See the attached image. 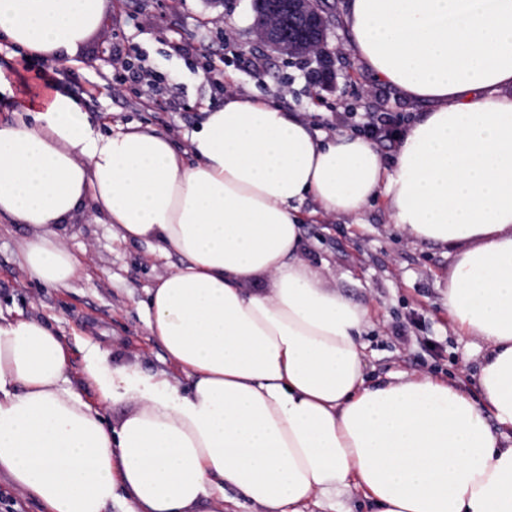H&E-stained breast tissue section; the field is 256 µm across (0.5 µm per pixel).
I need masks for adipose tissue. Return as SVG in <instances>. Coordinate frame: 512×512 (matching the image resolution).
Listing matches in <instances>:
<instances>
[{"label":"adipose tissue","instance_id":"1","mask_svg":"<svg viewBox=\"0 0 512 512\" xmlns=\"http://www.w3.org/2000/svg\"><path fill=\"white\" fill-rule=\"evenodd\" d=\"M107 0H0V37L74 63ZM349 48L396 98L424 105L392 165L360 136L326 139L273 98L205 105L187 150L130 126L97 132L46 84L0 126V219L25 225L22 268L68 286L60 234L92 203L115 238L173 260L144 318L165 362L144 373L94 344L69 379L63 336L0 317V470L47 512H512V0H345ZM393 224L453 249L440 303L486 346L470 384L366 381L368 307L302 262V206ZM267 277L270 287H257ZM128 410L110 424L101 407Z\"/></svg>","mask_w":512,"mask_h":512}]
</instances>
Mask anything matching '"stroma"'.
I'll list each match as a JSON object with an SVG mask.
<instances>
[{
    "mask_svg": "<svg viewBox=\"0 0 512 512\" xmlns=\"http://www.w3.org/2000/svg\"><path fill=\"white\" fill-rule=\"evenodd\" d=\"M251 0H108L102 27L82 46L77 61L59 65L29 60L0 40V70L16 96L44 81L70 87L102 134L126 124L168 133L178 150L205 103L220 104L225 89L258 97L278 96L290 111L312 113L335 136L353 131L342 112H388L402 122L418 117V106L393 97L371 82L347 46L340 10L329 15L327 41L334 87L314 84L298 60L257 43L251 32ZM191 44V55L172 52L173 42ZM122 48L124 64L113 60ZM264 65L253 69V56ZM179 110H171L169 97ZM28 231L0 221V315L44 320L69 343L74 384L82 382V339L111 338L122 358L141 370L163 368V351L151 338L143 305L167 266L143 242L116 240L109 225L97 223L91 207L68 220L63 235L82 267L73 287L53 288L31 280L20 265ZM303 261L324 270L331 285L373 312L361 336L367 375H429L465 382L477 374L479 339L461 335L438 303L437 283L453 263L445 249L415 242L392 224L385 198L373 200L363 223L335 215L310 217L304 226Z\"/></svg>",
    "mask_w": 512,
    "mask_h": 512,
    "instance_id": "35a3bbf8",
    "label": "stroma"
}]
</instances>
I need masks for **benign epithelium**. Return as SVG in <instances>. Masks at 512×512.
Returning <instances> with one entry per match:
<instances>
[{
  "label": "benign epithelium",
  "instance_id": "1",
  "mask_svg": "<svg viewBox=\"0 0 512 512\" xmlns=\"http://www.w3.org/2000/svg\"><path fill=\"white\" fill-rule=\"evenodd\" d=\"M252 10V32L258 43L287 56L305 52L318 67L328 66L329 18L319 0H252ZM289 17L303 28L302 37L297 40L283 32V21Z\"/></svg>",
  "mask_w": 512,
  "mask_h": 512
}]
</instances>
